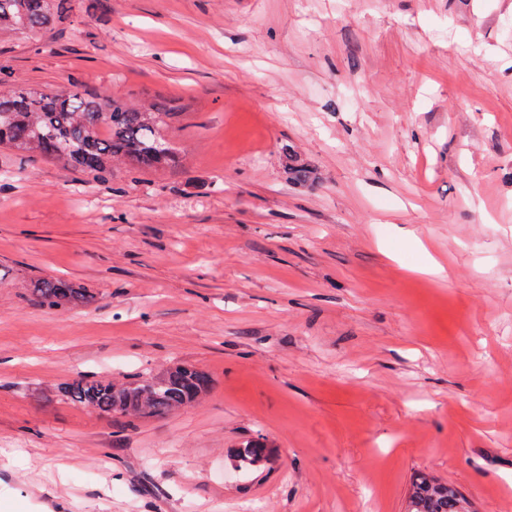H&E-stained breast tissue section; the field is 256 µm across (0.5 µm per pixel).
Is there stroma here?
Returning <instances> with one entry per match:
<instances>
[{
    "label": "stroma",
    "mask_w": 512,
    "mask_h": 512,
    "mask_svg": "<svg viewBox=\"0 0 512 512\" xmlns=\"http://www.w3.org/2000/svg\"><path fill=\"white\" fill-rule=\"evenodd\" d=\"M0 64L166 99L187 155L101 180L0 147L7 512H405L417 471L512 512V0H61ZM53 277L95 302L44 306ZM175 362L213 379L177 412L57 391ZM283 153L287 160L285 174L289 182L304 185L316 179L315 170L308 164L300 163L289 146ZM31 286L41 303L52 309H73L95 299L94 293L77 279L39 278ZM238 455L239 463L246 468L259 467L271 455V449L268 448L264 438H256L247 442Z\"/></svg>",
    "instance_id": "obj_1"
}]
</instances>
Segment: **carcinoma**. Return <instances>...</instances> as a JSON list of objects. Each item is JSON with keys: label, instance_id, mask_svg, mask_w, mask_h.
I'll list each match as a JSON object with an SVG mask.
<instances>
[{"label": "carcinoma", "instance_id": "obj_1", "mask_svg": "<svg viewBox=\"0 0 512 512\" xmlns=\"http://www.w3.org/2000/svg\"><path fill=\"white\" fill-rule=\"evenodd\" d=\"M55 0H0V29L39 32L55 18ZM180 113L164 100L143 106L109 96L66 89L48 96L18 87L0 86V146L20 156L53 160L105 178L115 171L174 169L182 163L173 130ZM288 181L304 185L315 170L284 150ZM32 292L52 309H73L95 299L85 284L72 278H39ZM211 375L202 368L173 364L156 374L132 375L114 383L81 379L58 387L66 400L100 413L134 419L193 405L209 392ZM271 455L264 438L244 445L238 455L246 468L259 467ZM407 512H472L470 501L433 477L415 476Z\"/></svg>", "mask_w": 512, "mask_h": 512}]
</instances>
